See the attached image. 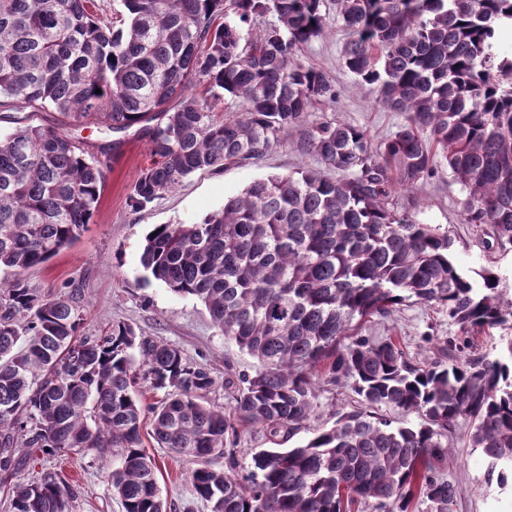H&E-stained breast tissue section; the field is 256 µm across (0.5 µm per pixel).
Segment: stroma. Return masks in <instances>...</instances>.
<instances>
[{
    "label": "stroma",
    "instance_id": "obj_1",
    "mask_svg": "<svg viewBox=\"0 0 512 512\" xmlns=\"http://www.w3.org/2000/svg\"><path fill=\"white\" fill-rule=\"evenodd\" d=\"M322 10L327 18L326 33L302 47L298 58L328 76L336 89L337 103L311 108L306 121L312 125L338 119L362 128L373 142L383 141L404 123L406 115L375 105L369 87L358 84L345 68L342 49L348 35L336 25L331 0H325ZM297 138V132L284 133L279 145L258 163L196 172L173 192L135 211L128 203L129 189L151 157L145 141L135 132H126L93 221L74 244L30 269L28 279L46 294L80 289L84 335L96 336L112 322L128 321L145 335L175 344L188 359L211 370L218 382L211 400L229 404V394L222 386L224 379L237 381L254 375L257 361L224 337L198 299L175 294L158 281H144L140 262L144 236L157 224H189L202 219L256 179L301 168L324 171V164L316 156L297 150ZM416 197L423 202L422 208L414 212L416 220L448 234L453 242L452 256L463 276L477 284L482 271L491 269L499 274L502 286L512 290V248L488 246L479 227L463 223L461 189L451 183L445 171L420 183ZM360 333L375 341L392 337L410 355L435 358L448 340L456 338L458 330L449 322L447 309L410 300L389 317L371 318ZM320 402L316 418L297 435V442H305L319 430L332 426L337 414L356 407L357 397L351 386L342 385L322 392ZM452 440L458 455L443 476L459 490L453 512H512V482L500 486L479 452L468 448L466 423L456 426ZM270 446L262 430L252 429L239 438L228 439L227 454L215 458L213 464L223 468L228 459H235L238 473L245 475L252 469L255 454ZM148 452L157 462L158 486L163 499L171 504V512H210L208 505L196 498L189 479L195 460L154 446ZM49 465L76 486L78 498L73 512H124L110 483V473L118 465L116 458L95 461L64 454L51 459Z\"/></svg>",
    "mask_w": 512,
    "mask_h": 512
}]
</instances>
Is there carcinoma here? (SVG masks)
Instances as JSON below:
<instances>
[{"instance_id":"obj_1","label":"carcinoma","mask_w":512,"mask_h":512,"mask_svg":"<svg viewBox=\"0 0 512 512\" xmlns=\"http://www.w3.org/2000/svg\"><path fill=\"white\" fill-rule=\"evenodd\" d=\"M114 21L95 0H0V107L52 110L63 128L0 136V487L12 512H70L77 491L54 471L17 475L62 453H107L124 512H167L143 438L200 462L190 475L211 512H349L372 501L407 512L425 498L451 512L458 489L436 472L468 422L469 447L504 484L512 475V357H450L457 343L512 326L497 273L464 278L452 241L399 209V197L443 168L463 192L462 219L512 247V0H335L351 33L345 67L406 122L380 143L339 120L306 124L337 94L297 51L326 30L323 0H121ZM270 16L262 27L256 20ZM101 93H95V90ZM239 103L216 111L219 102ZM93 123L103 138L67 130ZM151 163L131 186L135 210L197 171L254 164L289 130L336 171L300 169L252 182L193 224L144 237L147 276L200 300L214 325L260 368L227 378L231 405L207 400L216 379L176 346L115 322L80 334L79 292L46 295L26 272L73 244L97 212L110 158L131 128ZM440 305L458 328L448 362L417 359L358 335L403 302ZM350 383L360 409L293 448H268L238 477L226 436L258 427L292 440L321 388ZM382 407L415 414L394 426Z\"/></svg>"}]
</instances>
